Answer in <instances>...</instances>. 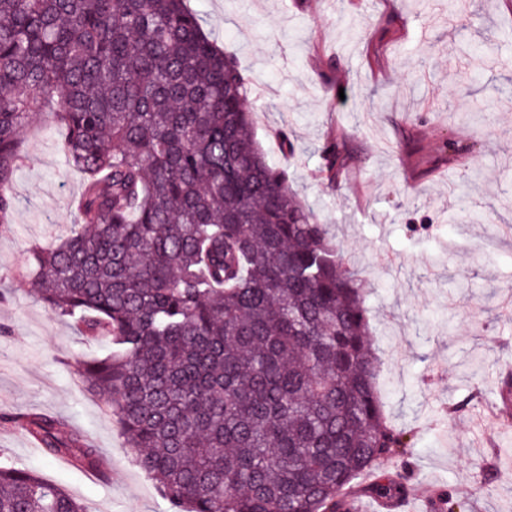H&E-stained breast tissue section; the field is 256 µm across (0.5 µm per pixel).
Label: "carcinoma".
Returning <instances> with one entry per match:
<instances>
[{"mask_svg":"<svg viewBox=\"0 0 512 512\" xmlns=\"http://www.w3.org/2000/svg\"><path fill=\"white\" fill-rule=\"evenodd\" d=\"M252 87L186 0H0V223L30 115L83 173L76 220L31 249L37 297L111 350L82 364L135 462L183 512H352L411 447L387 424L365 281L269 164ZM327 179L346 146L323 147ZM106 477L65 421L0 418ZM0 512H89L0 467Z\"/></svg>","mask_w":512,"mask_h":512,"instance_id":"cac0c4a2","label":"carcinoma"}]
</instances>
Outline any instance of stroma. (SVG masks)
I'll return each instance as SVG.
<instances>
[{
    "label": "stroma",
    "mask_w": 512,
    "mask_h": 512,
    "mask_svg": "<svg viewBox=\"0 0 512 512\" xmlns=\"http://www.w3.org/2000/svg\"><path fill=\"white\" fill-rule=\"evenodd\" d=\"M205 30L241 62L254 129L271 165L328 224L366 281L370 342L385 413L412 446L365 475L439 493L468 512H512V0H190ZM351 155L323 174L329 131ZM294 156H284L281 134ZM61 134L32 116L0 227V415L43 412L80 430L109 460L108 480L45 455L0 422V463L35 472L89 512H172L136 464L81 364L108 354L32 292L33 246L73 224L82 174ZM465 163H444L442 141ZM493 204L476 222L457 203Z\"/></svg>",
    "instance_id": "stroma-1"
}]
</instances>
